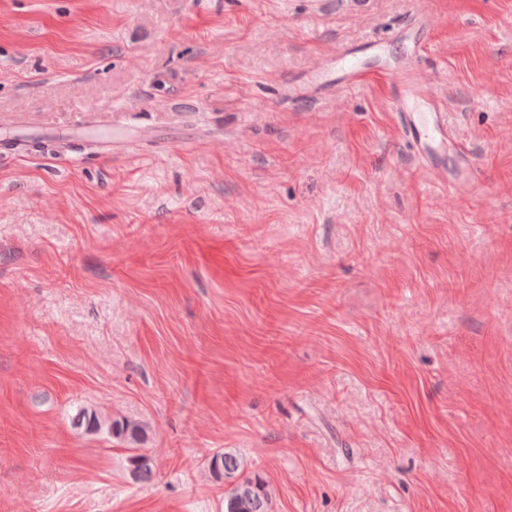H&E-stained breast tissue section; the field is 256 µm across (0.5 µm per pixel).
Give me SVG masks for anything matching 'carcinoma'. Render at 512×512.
I'll list each match as a JSON object with an SVG mask.
<instances>
[{
	"mask_svg": "<svg viewBox=\"0 0 512 512\" xmlns=\"http://www.w3.org/2000/svg\"><path fill=\"white\" fill-rule=\"evenodd\" d=\"M73 423L87 433L103 431L128 445H138L146 436L140 423L128 418L112 419L95 410H80ZM128 462L136 480L143 483L152 481L153 465L147 456L135 453L128 457ZM245 468L244 459L231 452L218 453L211 459L213 477L218 481L230 482V489L224 494V512H271V493L267 483L258 476L240 478Z\"/></svg>",
	"mask_w": 512,
	"mask_h": 512,
	"instance_id": "obj_1",
	"label": "carcinoma"
}]
</instances>
